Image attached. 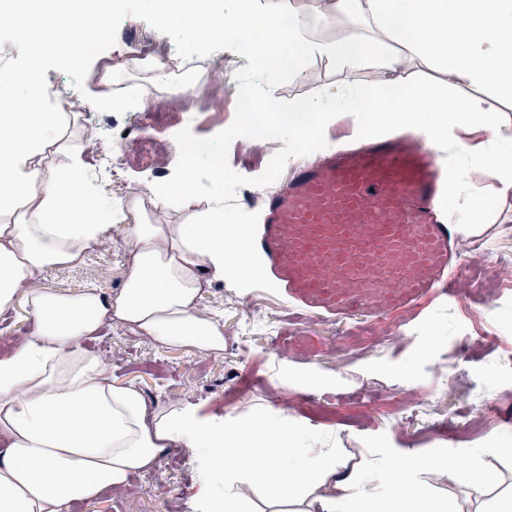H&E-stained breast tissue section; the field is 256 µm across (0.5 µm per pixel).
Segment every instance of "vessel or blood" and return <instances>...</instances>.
I'll use <instances>...</instances> for the list:
<instances>
[{
    "mask_svg": "<svg viewBox=\"0 0 512 512\" xmlns=\"http://www.w3.org/2000/svg\"><path fill=\"white\" fill-rule=\"evenodd\" d=\"M447 190L442 155L382 133L296 167L263 197L257 249L278 290L310 313L335 321L411 309L463 274L458 227L439 207Z\"/></svg>",
    "mask_w": 512,
    "mask_h": 512,
    "instance_id": "1",
    "label": "vessel or blood"
}]
</instances>
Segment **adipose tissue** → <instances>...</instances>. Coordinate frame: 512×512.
Listing matches in <instances>:
<instances>
[{"mask_svg":"<svg viewBox=\"0 0 512 512\" xmlns=\"http://www.w3.org/2000/svg\"><path fill=\"white\" fill-rule=\"evenodd\" d=\"M235 3L234 11L220 12L211 0H159L158 19L178 32L186 12H194L202 37L260 30L264 38L250 56L267 73L296 72L311 55L344 72L373 64L383 73L376 83L345 86L317 105L249 94L248 110L268 114L296 145L339 111L373 129L408 126L428 140L447 141L457 160L453 194L464 231L488 215L485 198L463 175L466 167L493 169L498 196H512V136L503 133L499 113L479 99L460 102L401 76L410 56L433 57L449 79L493 87L512 102V0H330L326 20L346 30L337 41L302 38L299 12L259 0ZM114 9V0H0V31L35 43L27 65L0 81V310L20 302L28 310L27 327L0 356V512H69L105 489L123 491L173 443L202 460L201 512H248V494L257 490L267 499L263 512H301L306 500L318 512H448L431 480L495 487L475 458L452 468L439 453L412 455L399 466L376 457L352 469L335 449L308 447L288 420L215 419L172 401L151 406L137 384L113 381L110 364L86 346L104 326L160 347L221 355L223 316L202 307V288L252 274L243 225L224 222L223 194L200 209L188 191L196 155L187 156L180 180L124 200L89 180L72 129L87 103L114 106L112 91L106 86L92 99L69 101L63 112L39 74L45 57L80 60L88 36L111 25ZM356 13L371 18L374 37L361 33ZM464 128L490 137L468 146L456 136ZM175 199L188 211L187 222L171 223ZM115 223L132 254L123 288L33 289L49 268L80 264Z\"/></svg>","mask_w":512,"mask_h":512,"instance_id":"ef3b65f1","label":"adipose tissue"}]
</instances>
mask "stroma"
Returning <instances> with one entry per match:
<instances>
[{"label":"stroma","mask_w":512,"mask_h":512,"mask_svg":"<svg viewBox=\"0 0 512 512\" xmlns=\"http://www.w3.org/2000/svg\"><path fill=\"white\" fill-rule=\"evenodd\" d=\"M212 58L224 68V110L185 114L200 138L232 122L235 74L247 64L227 49ZM402 75L453 97H479L512 129V102L491 87L449 85L444 67L431 59L407 62ZM380 77L372 67L345 74L316 56L273 93L287 101H311ZM123 95L132 106L83 109L77 121L82 133L101 143L119 133L134 139L157 135L138 106L141 92L127 88ZM283 146L280 140L250 144L238 138L229 147L228 163L237 173L256 177ZM178 155L173 149L137 166L113 164L110 154L91 148L84 157L104 173L117 198L168 179ZM494 207L497 222L475 224L459 236L464 277L454 296L426 310L327 322L280 295L216 283L203 289L201 304L224 311L222 356L188 347L160 349L116 327L105 329L90 345L111 364L115 381L140 385L148 405L170 400L204 416L283 411L313 447L338 449L352 466L373 455L397 460L408 450L477 454L496 472L501 492L511 491L512 457L486 452L481 426L494 421L500 445L512 447V289L499 288L497 270L498 264L512 265V197L495 201ZM131 263L124 229L116 224L82 265L50 269L34 287L74 291L97 285L116 291ZM465 305L482 313V321L467 318L461 311ZM200 474L193 453L173 444L153 469L133 476L124 492L104 491L93 501L75 504L72 512H198Z\"/></svg>","instance_id":"1"}]
</instances>
